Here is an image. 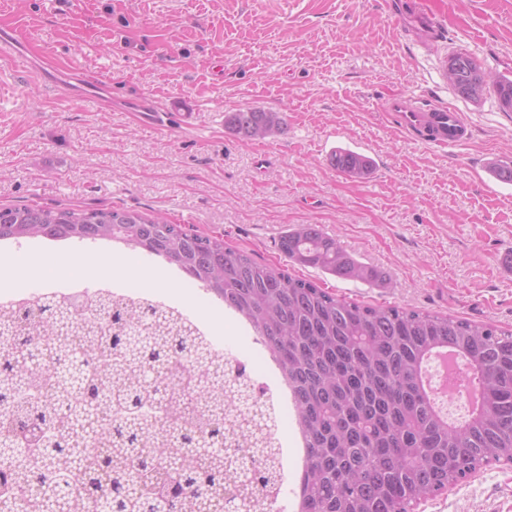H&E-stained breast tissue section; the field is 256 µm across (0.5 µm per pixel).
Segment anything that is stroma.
Instances as JSON below:
<instances>
[{
    "instance_id": "obj_1",
    "label": "stroma",
    "mask_w": 512,
    "mask_h": 512,
    "mask_svg": "<svg viewBox=\"0 0 512 512\" xmlns=\"http://www.w3.org/2000/svg\"><path fill=\"white\" fill-rule=\"evenodd\" d=\"M442 31L416 38L405 0H0V36L22 30L18 60L0 59V206L114 208L162 215L339 299L398 306L512 330V185L483 181L485 163L512 164V112L495 95H456L449 55L478 57L512 77V0H422ZM464 113L471 137L431 147L396 130L393 93ZM189 101L194 128L140 122L141 102ZM283 113L288 132L262 141L224 126L225 113ZM369 151L368 178L327 163L332 150ZM316 224L377 288L302 267L281 235ZM116 259L110 287L177 307L206 324L212 344L280 384L258 336L222 300L164 258L112 242L0 241V254ZM160 268L153 288L134 268ZM275 420L287 453L279 497L296 512L302 443L291 398ZM412 512H512V465L493 461Z\"/></svg>"
}]
</instances>
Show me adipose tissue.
<instances>
[{
  "instance_id": "adipose-tissue-1",
  "label": "adipose tissue",
  "mask_w": 512,
  "mask_h": 512,
  "mask_svg": "<svg viewBox=\"0 0 512 512\" xmlns=\"http://www.w3.org/2000/svg\"><path fill=\"white\" fill-rule=\"evenodd\" d=\"M120 264L77 262L66 267L58 266L44 255L12 257L0 262V287L8 288L35 278H56L75 272L90 273L97 277L122 272Z\"/></svg>"
}]
</instances>
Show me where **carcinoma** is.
I'll return each instance as SVG.
<instances>
[{"mask_svg": "<svg viewBox=\"0 0 512 512\" xmlns=\"http://www.w3.org/2000/svg\"><path fill=\"white\" fill-rule=\"evenodd\" d=\"M448 61L462 71L458 95L477 100L487 92L470 85L468 71L482 69L474 56L456 52ZM492 89L501 109L512 112V78L499 77ZM224 123L249 140L258 128L267 137L288 132L284 115L273 110L240 109ZM327 163L355 179L372 170L371 161L342 148ZM32 237L115 240L161 256L253 328L278 361L304 442L297 512H408L512 452V331L338 299L220 238L130 210L0 207V240ZM279 248L338 278L384 282L317 224L297 225ZM0 327L14 341L0 362V512H98L107 504L141 512L159 497L170 512H224L226 500L251 512L257 495L272 498L280 489L283 472L264 440L225 459L181 446L199 428L236 445L224 434L230 392L255 418L265 409L244 382L228 393L219 389L224 372L212 345L167 311L148 304L129 312L94 295L13 309L0 315ZM51 336L60 343L48 344ZM443 347L467 359L482 389L480 406L461 423L440 414L423 384L427 359ZM144 362L158 370L151 387L140 383ZM27 385L39 390L37 403L9 401L10 391ZM162 391L165 417L132 416V400ZM41 432L61 445L56 455L39 447ZM25 443L30 453H13ZM245 466L256 484L241 483Z\"/></svg>", "mask_w": 512, "mask_h": 512, "instance_id": "obj_1", "label": "carcinoma"}]
</instances>
